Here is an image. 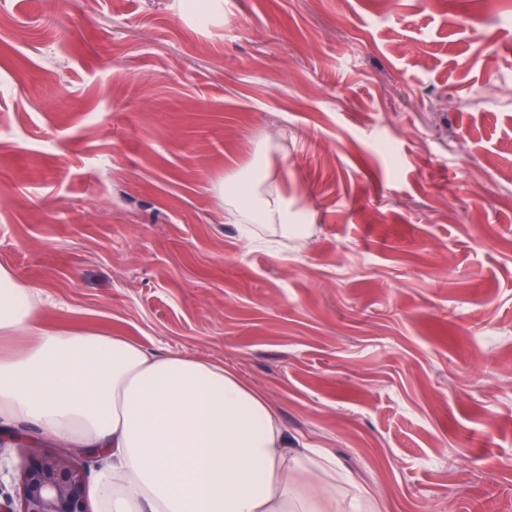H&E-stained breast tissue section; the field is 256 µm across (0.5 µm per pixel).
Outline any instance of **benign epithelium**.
Returning a JSON list of instances; mask_svg holds the SVG:
<instances>
[{
    "label": "benign epithelium",
    "mask_w": 512,
    "mask_h": 512,
    "mask_svg": "<svg viewBox=\"0 0 512 512\" xmlns=\"http://www.w3.org/2000/svg\"><path fill=\"white\" fill-rule=\"evenodd\" d=\"M36 458L17 477L16 496L0 499V512H90L86 495L88 448L47 451L29 445Z\"/></svg>",
    "instance_id": "7a95c632"
}]
</instances>
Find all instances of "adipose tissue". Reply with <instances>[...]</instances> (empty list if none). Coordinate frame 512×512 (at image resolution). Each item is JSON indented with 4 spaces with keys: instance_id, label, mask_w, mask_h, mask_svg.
Listing matches in <instances>:
<instances>
[{
    "instance_id": "1",
    "label": "adipose tissue",
    "mask_w": 512,
    "mask_h": 512,
    "mask_svg": "<svg viewBox=\"0 0 512 512\" xmlns=\"http://www.w3.org/2000/svg\"><path fill=\"white\" fill-rule=\"evenodd\" d=\"M226 193L247 239L259 224L302 236L258 172ZM35 292L0 266V432L94 448L101 512H337L335 454L288 430L234 370L94 331L32 333Z\"/></svg>"
}]
</instances>
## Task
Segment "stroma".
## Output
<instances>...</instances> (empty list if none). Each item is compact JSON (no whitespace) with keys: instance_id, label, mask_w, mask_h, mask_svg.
<instances>
[{"instance_id":"stroma-1","label":"stroma","mask_w":512,"mask_h":512,"mask_svg":"<svg viewBox=\"0 0 512 512\" xmlns=\"http://www.w3.org/2000/svg\"><path fill=\"white\" fill-rule=\"evenodd\" d=\"M0 264L39 331L236 370L383 512H512V0H8ZM305 244L218 193L260 142Z\"/></svg>"}]
</instances>
